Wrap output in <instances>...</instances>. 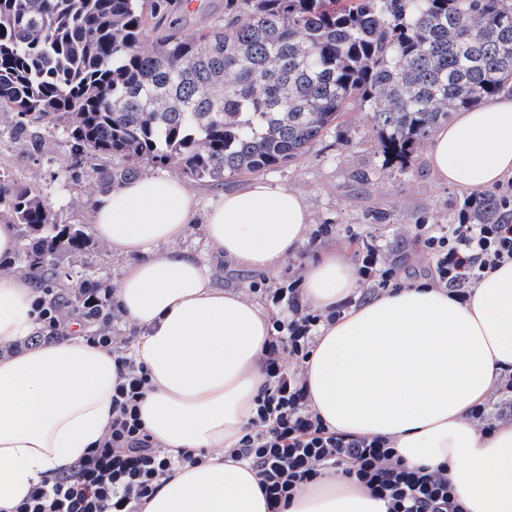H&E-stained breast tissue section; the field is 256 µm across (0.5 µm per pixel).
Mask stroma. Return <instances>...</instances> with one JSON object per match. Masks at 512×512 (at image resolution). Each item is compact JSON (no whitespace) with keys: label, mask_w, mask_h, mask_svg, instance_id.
Returning <instances> with one entry per match:
<instances>
[{"label":"stroma","mask_w":512,"mask_h":512,"mask_svg":"<svg viewBox=\"0 0 512 512\" xmlns=\"http://www.w3.org/2000/svg\"><path fill=\"white\" fill-rule=\"evenodd\" d=\"M233 12L232 0H203L198 7L189 0H176L170 18L181 33L190 35ZM69 165L61 131L33 127L19 139L12 134L8 119L0 117V167L7 168L15 181L39 190L54 210L87 226L101 187L84 175L72 179ZM265 175L288 183L305 197L313 224L339 227L337 237L314 247L303 246L294 257L298 263L331 246L354 259L356 247L348 236L371 225L388 236L399 224L448 223L456 204L465 197L434 175L428 147L418 150L409 168L387 163L376 134L355 105L314 146L288 164L267 169ZM176 247L207 261L218 288L245 289L257 278L253 272L227 269L222 254L206 248L201 217Z\"/></svg>","instance_id":"35a3bbf8"}]
</instances>
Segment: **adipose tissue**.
Here are the masks:
<instances>
[{
  "label": "adipose tissue",
  "instance_id": "ef3b65f1",
  "mask_svg": "<svg viewBox=\"0 0 512 512\" xmlns=\"http://www.w3.org/2000/svg\"><path fill=\"white\" fill-rule=\"evenodd\" d=\"M433 173L483 191L512 176V95L439 128ZM198 199L180 179L146 175L101 194L92 232L126 257L115 300L134 332L132 352L151 386L141 416L168 451L205 450L177 467L144 512H268L253 472L225 453L245 432L264 377L269 315L246 292L220 290L203 259L177 250ZM311 213L286 183L257 179L220 194L205 216L208 246L236 267L276 274L306 240ZM354 266L335 250L307 263L303 296L324 310L357 296ZM33 290L0 275V512H10L54 469L81 457L111 420L118 364L111 350L71 333L31 348ZM512 368V263L469 302L419 281L351 307L320 329L306 363L311 403L341 433L385 436L409 465L444 466L468 512H512V426L478 432L468 416ZM287 512H386L383 501L327 475Z\"/></svg>",
  "mask_w": 512,
  "mask_h": 512
}]
</instances>
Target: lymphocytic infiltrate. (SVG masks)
<instances>
[{
  "instance_id": "f902f5d3",
  "label": "lymphocytic infiltrate",
  "mask_w": 512,
  "mask_h": 512,
  "mask_svg": "<svg viewBox=\"0 0 512 512\" xmlns=\"http://www.w3.org/2000/svg\"><path fill=\"white\" fill-rule=\"evenodd\" d=\"M491 204L497 209L492 220L484 216ZM396 237L413 241L436 287L468 301L483 278L512 262V183L492 194L469 196L450 223L401 224ZM352 240L357 245L362 301L400 288L403 265L393 247L371 231ZM302 282L303 274L297 271L287 281L262 278L249 288L271 310L270 336L260 359L265 381L255 414L227 457L248 464L269 512H282L298 489L330 472L368 489L385 501L387 512H465L444 469L407 466L389 438L335 431L313 409L306 361L321 327L337 321L351 302L312 308L303 299ZM60 294L57 288L36 289L32 307L39 329L31 341L52 343L72 322L96 323L87 343L112 349L119 363L112 420L98 445L32 487L13 512H143L177 466L202 463L206 453L183 448L169 454L146 429L140 404L150 380L128 350L130 337L112 330V290L83 289L82 307L66 314L56 302ZM470 417L482 433L512 425V370L500 375Z\"/></svg>"
}]
</instances>
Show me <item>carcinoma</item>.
<instances>
[{
    "label": "carcinoma",
    "instance_id": "1",
    "mask_svg": "<svg viewBox=\"0 0 512 512\" xmlns=\"http://www.w3.org/2000/svg\"><path fill=\"white\" fill-rule=\"evenodd\" d=\"M170 0H0V112L14 133L48 120L70 170L118 156L105 189L143 163L194 181L284 165L356 103L403 169L461 110L512 92V0H240L186 36L160 28ZM0 221L25 231L17 268L56 287L90 241L40 191L0 168Z\"/></svg>",
    "mask_w": 512,
    "mask_h": 512
}]
</instances>
